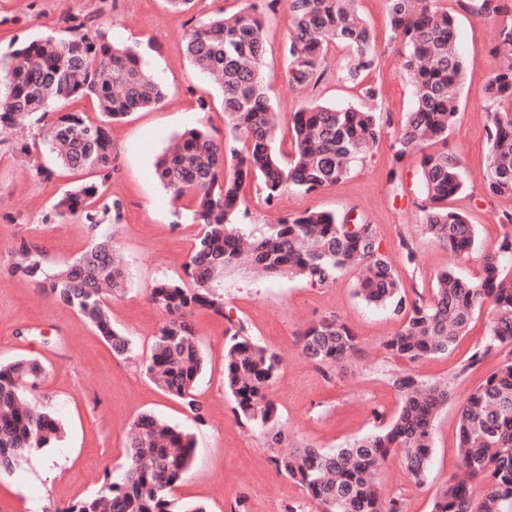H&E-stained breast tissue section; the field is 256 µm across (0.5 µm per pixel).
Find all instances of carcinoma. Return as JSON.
I'll use <instances>...</instances> for the list:
<instances>
[{
    "label": "carcinoma",
    "mask_w": 512,
    "mask_h": 512,
    "mask_svg": "<svg viewBox=\"0 0 512 512\" xmlns=\"http://www.w3.org/2000/svg\"><path fill=\"white\" fill-rule=\"evenodd\" d=\"M238 11L220 10L199 21L186 36L185 54L193 69L217 80L224 112V139L200 123L175 137V147L157 158L154 174L174 200L190 198L177 216L200 225L184 276L158 282L150 300L166 320L146 365L147 376L162 391L181 400L201 418L194 388L204 369V352L191 316L205 307L216 312L223 300L213 284L242 264L238 227L243 187L257 181L271 204L293 188L311 193L346 179L353 164L388 136L377 111L359 106L309 103L292 113L288 130L292 153L276 149L279 126L270 89L264 86L263 21L255 0ZM392 38L403 46L402 74L415 89L412 109L390 142L395 162L421 158L426 233L448 251L463 256L475 245L468 216L448 207L466 189L461 159L448 152V137L459 124V90L465 67L455 48V17L440 0H387ZM483 19L500 22L495 50L512 58V0H456ZM288 83L307 87L326 74L331 44L348 50L339 77L356 81L377 67L376 39L355 0H287ZM69 35L25 40L0 52V128L56 118L43 132L55 163L88 171L97 181L64 191L42 217L50 224L75 218L94 234L78 257L51 272L44 254L23 243L10 273L35 285L42 295L88 320L118 356L132 351L130 338L112 327L103 285L124 292L128 272L112 248V237L97 233L118 224L119 200L104 196V183L117 160L108 126L163 105L166 93L144 66L135 45H119L85 22L75 21ZM489 144L483 192L512 195V64L494 72L485 86ZM90 98L104 117L100 123L66 110V103ZM248 266L266 277H296L324 286L349 268L359 267L356 295L369 304L391 308L402 317L385 341L390 358L414 363L446 355L467 334L475 314L490 304L495 316L484 340L449 378L425 384L395 372L392 385L400 405L377 430L336 450L295 446L274 459L279 473L299 485L317 512H403L398 498L378 491L376 476L390 453L398 454L417 484L425 482L433 454V423L455 395L458 377L498 351L509 353L460 406L458 439L464 479H450L434 498L430 512H512V230L484 255L480 279L465 281L452 268L437 274L429 296L402 293L391 259L379 251L372 225L349 224V216L306 210L291 213L249 243ZM224 388L240 420L260 428L268 443L283 442L270 387L278 375V354L259 345L243 322L225 330ZM304 356L321 369H333L358 352L353 329L335 316L324 317L300 333ZM44 371L36 360L0 364V473L11 472L27 454L51 448L61 426L53 414L28 402L29 388ZM128 463L119 481L105 482L93 496L57 507L54 512H206L201 504H176L170 490L190 470L191 436L145 413L134 422ZM470 478L485 482L474 497Z\"/></svg>",
    "instance_id": "cac0c4a2"
}]
</instances>
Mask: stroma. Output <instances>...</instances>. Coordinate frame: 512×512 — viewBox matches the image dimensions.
Masks as SVG:
<instances>
[{
  "mask_svg": "<svg viewBox=\"0 0 512 512\" xmlns=\"http://www.w3.org/2000/svg\"><path fill=\"white\" fill-rule=\"evenodd\" d=\"M242 5V0H196L191 11L176 12L165 0H0L1 50L15 40L66 35L71 19L77 18L115 42L152 44L145 63L166 92L163 106L109 126L118 161L106 193L122 203L121 222L112 226L111 234L129 279L125 294L108 299L107 305L113 327L132 341L133 351L124 357L115 356L73 309L10 275L12 252L20 242L41 248L53 270L88 246L90 232L74 219L58 224L42 221L56 197L79 176L55 165L43 147L40 126H33L27 136L30 153L24 161L15 156L8 136L0 134V363L39 360L44 372L29 397L52 411L64 427L56 447L35 450L15 472L0 475V512H50L94 495L106 479L123 473L130 427L144 413L163 418L194 439V461L173 489L174 499L201 503L207 512H231L240 503L246 512H284L287 506L305 504L306 498L296 483L277 472L276 449L267 445L258 429L241 422L234 400L224 391V331L230 322L242 321L261 346L281 358L270 397L289 444L325 449L372 432L378 416L395 413L399 397L391 381L393 371H406L422 382L456 376V369L488 331L492 313L485 308L448 355L413 364L393 361L383 343L399 329L401 318L356 296V269L341 272L332 284L314 287L294 278H264L237 268L216 283L217 293L224 296L223 312L200 308L192 316L206 357L195 389L201 418H194L179 400L149 380L145 365L166 320L151 302L150 292L157 281L182 275L199 231L198 225L177 223L176 204L157 181L154 162L176 134L197 123H205L216 139L224 137L221 95L191 67L183 41L201 19L219 10L235 12ZM442 5L457 12L458 49L466 69L459 126L450 135L448 148L462 158L467 189L449 205L465 212L474 224V250L456 257L424 234L420 158L412 155L395 162L386 142L356 162L342 183L325 190L308 195L290 190L270 205L258 185L247 187V213L241 218L245 233L260 234L285 214L307 209L348 213L373 225L380 249L399 271L407 294L428 293L434 276L449 266L464 279L477 280L483 255L506 231L499 222L501 214L512 212V197L482 192L487 158L484 87L499 66L494 51L498 25L457 9L454 0H443ZM358 8L369 21L379 50L377 68L368 80L381 87V118L393 133L413 104L412 90L400 74L401 46L391 38L386 0H359ZM261 11L263 81L280 115L277 145L287 151L292 112L307 101L360 103L361 88L338 77L346 55L339 45L331 48L327 74L318 84L301 89L289 85L287 5L278 0ZM201 95L212 101V110L205 115L196 109ZM395 166L403 177L400 190L388 180ZM40 167L51 169L50 178L37 175ZM405 239L419 253V265L413 269L403 260ZM329 316L352 326L358 353L342 367L323 370L302 355L298 332L306 323ZM500 360V355H492L457 376L455 397L434 422L426 483L419 486L412 481L399 455H390L383 464L380 490L384 496L401 497L404 512H430L437 491L458 472L460 405Z\"/></svg>",
  "mask_w": 512,
  "mask_h": 512,
  "instance_id": "stroma-1",
  "label": "stroma"
}]
</instances>
